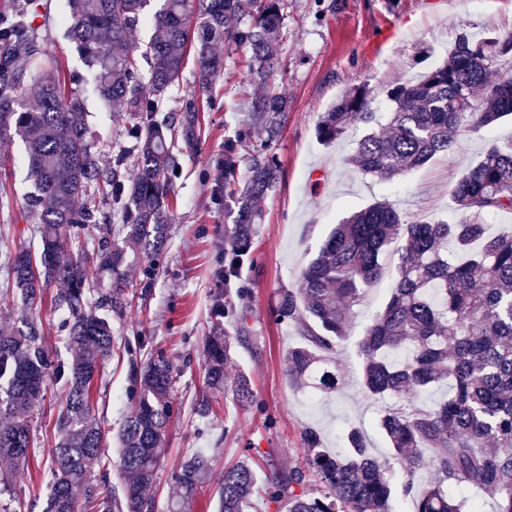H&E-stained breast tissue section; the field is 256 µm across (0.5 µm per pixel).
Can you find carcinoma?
Here are the masks:
<instances>
[{
  "label": "carcinoma",
  "instance_id": "carcinoma-1",
  "mask_svg": "<svg viewBox=\"0 0 512 512\" xmlns=\"http://www.w3.org/2000/svg\"><path fill=\"white\" fill-rule=\"evenodd\" d=\"M286 0H65L63 21L89 71L99 99L124 114L116 137L103 142L89 123L78 81L35 77L45 56L46 29L36 23L35 0H11L0 10V131L14 129L25 146L35 190L25 198L28 231L38 237L36 254L25 247L0 250L5 292L25 315L0 326V472L17 468L36 452L30 415L51 380L61 382L58 441L50 454L53 483L43 512H155L147 495L160 466L173 415L172 365L147 351L148 338L127 342L130 412L119 433L117 460H104V432L91 389L104 377L112 353V317L122 315L131 284L120 267L127 249L149 261V273L168 247L169 196L179 163L173 139L201 140L199 113L215 100L224 72L225 43L248 55L251 81L259 87L248 104L237 139L224 143V185L237 175L239 150L252 148L244 183L233 199V223L224 225V265L215 286L232 289L250 260L262 213L258 202L274 190L280 163L270 144L281 133L288 99L269 86L279 61V34ZM152 38L138 41L142 25ZM195 52L193 92L179 122L158 103ZM512 33L460 34L438 66L388 91L391 111L371 110L366 82L347 90L322 113L317 138L330 144L349 125L365 128L347 161L365 176L392 182L454 149L456 136L497 126L512 117ZM455 215L426 221L388 199L351 212L335 225L302 270L298 284L279 291L276 317L294 326L302 342L289 348V381L324 395L338 393L339 340L365 288L385 274L383 257L398 246L399 263L388 300L360 345L362 383L369 396L387 400L378 427L391 457L369 450L351 427L347 449L331 453L319 434L303 433L306 456L293 467L261 468L254 454L224 469L219 512H246L251 496L286 504L287 512H391V461L404 467L402 492L414 512H481L453 495L471 485L490 490L497 512H512V228L489 229L488 218L512 215V144H492L452 187ZM96 231L90 251L73 250ZM59 282L54 298L67 312L64 339L72 362H53L42 340L36 311L45 290ZM215 334L208 337L206 378L224 390L232 344L246 342L223 332L224 319L244 318L235 307L212 309ZM447 386L432 405L421 397ZM239 405H258L250 378L238 375ZM100 472L91 473L92 465ZM211 458L188 456L173 475L184 512L209 471ZM117 469L120 483L109 481ZM429 472L431 478L420 480ZM316 492L303 490L307 475Z\"/></svg>",
  "mask_w": 512,
  "mask_h": 512
}]
</instances>
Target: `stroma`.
<instances>
[{
	"label": "stroma",
	"instance_id": "1",
	"mask_svg": "<svg viewBox=\"0 0 512 512\" xmlns=\"http://www.w3.org/2000/svg\"><path fill=\"white\" fill-rule=\"evenodd\" d=\"M509 31L512 0H398L392 10L386 0H288L274 75L288 98L284 126L272 145L281 173L274 191L260 204L265 221L255 239L254 262L244 267L239 280L250 294L235 302L246 319L249 339L234 346L225 390L212 398L211 415L202 418L195 408L206 386L204 345L212 332L214 272L224 257V227L233 221L217 180L223 175L224 143L235 137L256 89L248 78L247 55L225 52L217 104L201 114L202 141L191 147L180 142L174 149L181 174L169 197V247L155 273H148L147 263L134 257L126 268L130 280L149 281L150 295L133 298L123 316L112 321L117 343L150 337L153 350L163 352L174 366V415L153 487L157 512H167L172 476L196 451L211 455L212 470L189 512H216L224 469L238 460L242 449L271 453L284 466L301 463L302 436L309 428L319 433L324 447L336 449L344 444L345 426L355 425L377 455H389L377 427L381 404L359 381V344L380 310L389 281L369 288L354 307L348 332L338 344L345 383L330 397H313L310 390L290 383L285 357L300 337L294 327L273 316L277 293L296 286L332 224L351 209L387 198L427 219H451L454 181L489 142L512 141V123L459 137L448 158L394 182L362 175L346 163L351 143L360 134L358 127H351L345 140L329 145L317 140L316 127L321 113L354 84L368 82L373 111H386L387 89L434 66L459 33L492 36ZM46 51L42 75H54L61 68L89 77L64 24L52 23ZM23 156L20 139L0 136V185L10 194L13 215L12 223L0 224V244L15 248L30 243L23 205L31 183ZM54 294V289H47L38 315L52 358L68 362L73 353L58 329L63 313L54 304ZM106 370L107 395L95 398L94 404L103 410L104 453L113 459L117 432L129 410L127 358L112 356ZM242 372L252 381L260 409L235 403L232 389ZM49 481L48 466L34 462L13 472L9 484L19 512H41Z\"/></svg>",
	"mask_w": 512,
	"mask_h": 512
}]
</instances>
